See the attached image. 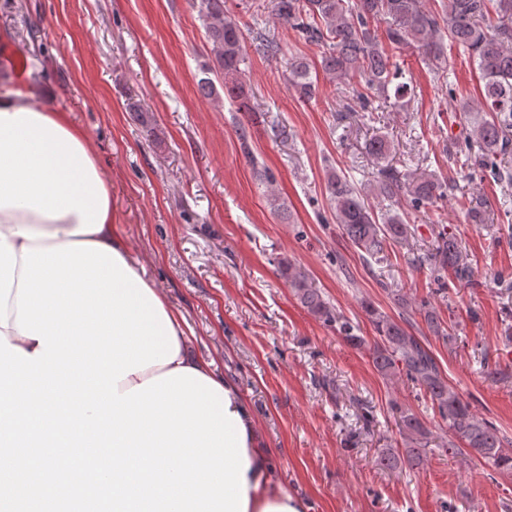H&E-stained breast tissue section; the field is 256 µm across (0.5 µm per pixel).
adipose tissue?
I'll list each match as a JSON object with an SVG mask.
<instances>
[{"label":"adipose tissue","mask_w":512,"mask_h":512,"mask_svg":"<svg viewBox=\"0 0 512 512\" xmlns=\"http://www.w3.org/2000/svg\"><path fill=\"white\" fill-rule=\"evenodd\" d=\"M80 242L129 254L112 221V184L87 135L69 113L49 110L19 92H0V333L13 346L31 355L40 348L38 340L20 335L15 323L24 248ZM166 313L179 346L174 361L129 374L119 391L180 368L213 378L212 361L188 353L192 329L185 317L172 307ZM222 388L230 413L245 426L246 512H307L304 501L275 484L273 461L257 442L254 418L238 389L227 382Z\"/></svg>","instance_id":"1"}]
</instances>
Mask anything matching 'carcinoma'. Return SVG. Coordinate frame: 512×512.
Returning <instances> with one entry per match:
<instances>
[{"label": "carcinoma", "mask_w": 512, "mask_h": 512, "mask_svg": "<svg viewBox=\"0 0 512 512\" xmlns=\"http://www.w3.org/2000/svg\"><path fill=\"white\" fill-rule=\"evenodd\" d=\"M274 19L296 30L304 40L325 47L322 70L338 81L354 75L364 79L363 89H351V97L366 112L378 111L377 104L394 98L403 100L411 94L405 81V69L397 55L415 48L421 61L440 82L439 90L454 95L448 77V46L469 55L479 71L483 89L480 97L460 104L462 112H481L459 146L466 161L490 171L499 183H512V171L497 166V156L512 144V0H444L440 9L428 0H269ZM199 19L211 45L212 65L209 76L201 79L200 90L216 91L214 78L221 79L224 96L238 112H252L251 89L247 80V52L239 23L225 10L224 0H196ZM384 23V30L378 29ZM288 87L299 98L311 101L319 86L309 63L301 57L288 59ZM365 151L376 159L391 152L385 136L370 138ZM326 190L336 212V223L343 234L365 256L373 258L384 250L388 240L408 236L404 219L384 202L405 200L414 210L433 206L448 197V181L433 173H404L391 166L378 170L371 193L378 199L374 207L364 200L346 176L332 172ZM280 276L299 303L329 326H336L354 347L366 339L357 334L360 327L338 312L316 288L305 270L288 259L278 264ZM433 273L441 279L452 272L458 280L471 278V270L458 240L441 236L434 254ZM428 328L438 337L448 336L435 309L423 300L417 307ZM365 312L375 333L370 347L374 370L384 379L401 377L428 395L433 409L444 424L448 443L444 451L452 456L462 452L502 472L512 471V440L492 422L478 416L471 403L448 382L432 352L413 336L409 321H400L373 307ZM400 435L419 440L428 434L423 418L406 410L397 421ZM426 460V449L405 448L398 453L384 448L376 457L377 466L393 471L405 464L418 468Z\"/></svg>", "instance_id": "obj_1"}]
</instances>
